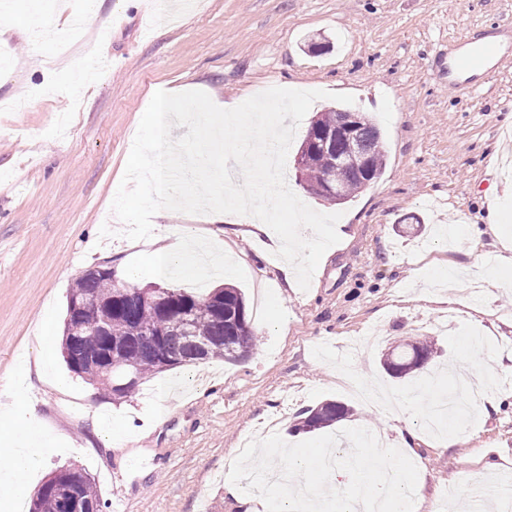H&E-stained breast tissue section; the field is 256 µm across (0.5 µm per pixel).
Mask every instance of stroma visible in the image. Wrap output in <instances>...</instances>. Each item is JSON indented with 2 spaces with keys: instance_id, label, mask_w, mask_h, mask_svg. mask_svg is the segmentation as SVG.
<instances>
[{
  "instance_id": "stroma-1",
  "label": "stroma",
  "mask_w": 512,
  "mask_h": 512,
  "mask_svg": "<svg viewBox=\"0 0 512 512\" xmlns=\"http://www.w3.org/2000/svg\"><path fill=\"white\" fill-rule=\"evenodd\" d=\"M21 6L0 19V397L20 390L42 426L64 437L65 453H42L47 477L74 467L93 480L103 512H243L226 493L229 464L248 433L262 437L271 419L289 428L302 452L335 442L350 422L383 428L385 412L354 397L343 374L410 394L452 362L492 372L493 409L474 420L454 447L418 430L419 470L432 507L445 490L457 506L488 478V464L512 473V289L470 302L467 316L436 333L449 308L427 296L426 276L445 259L480 279L479 263L512 249V0H97L85 37L68 57L45 44L42 29L19 35ZM503 35L509 56L482 83L448 84V47L463 38ZM97 76L73 83L72 70ZM272 87L323 90L309 117L337 108L331 93L352 95V110L378 125L387 159L377 181L334 204L308 193L295 170L290 189L315 211L339 214V243L325 253L308 290L286 288L281 256L267 241L228 237L209 215L170 211L163 223L228 245L248 265L231 275L257 331L244 359L213 358L147 376L122 399L98 391L56 357L57 391L37 370L43 315L64 323L70 288L88 270L112 268L140 288H183L201 295V275L169 279L144 273L145 245L124 237L111 212L141 117L160 90H201L226 102ZM503 218L500 235L473 236L487 213ZM94 250H87L88 240ZM266 272L258 282L254 271ZM429 339L427 368L390 376L383 361L400 342ZM327 400L347 418L303 432L304 410ZM163 423L153 416L159 406Z\"/></svg>"
}]
</instances>
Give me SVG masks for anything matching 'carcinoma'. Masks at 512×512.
I'll return each mask as SVG.
<instances>
[{"label": "carcinoma", "mask_w": 512, "mask_h": 512, "mask_svg": "<svg viewBox=\"0 0 512 512\" xmlns=\"http://www.w3.org/2000/svg\"><path fill=\"white\" fill-rule=\"evenodd\" d=\"M341 110L323 112L309 126L303 144L308 146L307 163L300 181L311 188H332L342 203L378 179L383 172L384 155L380 129L368 118L358 134V150L345 167H336L320 149L309 146L312 132L334 129ZM84 301L77 316H66L63 332V358L73 373L99 380L112 397L130 394L147 374L200 359L222 357L236 360L256 347V333L248 320L242 292L234 287L216 288L199 297L181 288L161 292L155 288H118L110 275H84L70 289L68 302ZM191 318L197 335L206 339V351L186 342L177 334L182 317ZM102 324L104 335L88 336L84 326ZM151 329L152 335L138 331ZM431 343L400 344L391 352L388 372L400 370L402 378L421 369L418 358L431 359ZM129 369L135 380L117 386L121 374ZM349 408L328 400L306 411L302 428L330 427L343 419ZM76 487L85 503L102 512V503L90 477L80 470L62 468L54 472L39 489L29 512H61L60 497Z\"/></svg>", "instance_id": "cac0c4a2"}]
</instances>
